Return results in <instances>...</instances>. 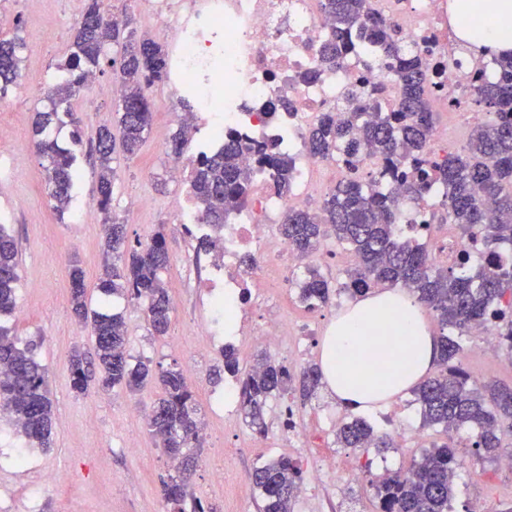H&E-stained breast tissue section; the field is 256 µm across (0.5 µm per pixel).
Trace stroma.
<instances>
[{
    "label": "stroma",
    "instance_id": "1",
    "mask_svg": "<svg viewBox=\"0 0 512 512\" xmlns=\"http://www.w3.org/2000/svg\"><path fill=\"white\" fill-rule=\"evenodd\" d=\"M17 20L7 28L26 44L22 78L30 86L27 96L7 98L0 112V129L12 134L15 179L0 182V222L8 224L21 259L18 304L25 316L11 320L13 333L33 343L35 354L48 370V387L54 404L56 431L50 450L22 449V440L7 423H0V512H170L161 494L163 481L175 470L148 430L145 415L159 391L146 384L130 393L117 388L102 390L90 384L86 393L73 390L69 355L80 349L93 356L88 328L74 316L69 293V264L79 258L85 270L92 309L122 313L126 349L132 360L177 365L195 392L198 416L209 429L197 451L192 490L214 512H261L256 490L240 492L227 483L230 475H249L266 461L287 456L303 466H315L318 449L290 448L281 443L283 410L291 405L301 424L316 430L339 406L327 389L311 399L286 390L270 397L265 406L266 431L257 434L242 421L225 426L224 415L212 395L224 390V357L213 349L198 328L209 316V296L200 288V275L208 260L198 257L193 242L173 224L187 188L169 173L174 160L169 142L175 132L167 113L160 109L164 86L149 95L155 104L152 121L141 150L134 159L116 155V180L112 211L126 224L129 245L145 243L163 231L169 253L165 280L174 310L166 335H151L142 305L128 298L101 295L96 284L105 256L102 250L101 215L94 199L99 169L89 153L101 127L115 126L118 100L112 94L111 74L97 76L73 106L81 118L78 151L80 179L75 195L86 208L84 222L58 215L44 189L40 159L32 148L38 110L45 106L44 75L67 55L74 26L87 0H44L38 14L26 11L23 0H11ZM143 201L141 210L127 207L130 197ZM467 372L479 383L512 385V358L506 350L472 357ZM136 437L137 452L126 443ZM440 428L425 429L418 442L380 453L369 448L351 449V456L369 462L360 479L343 472L323 476L312 484L307 512H376L373 481L386 472L407 470L420 459L431 441L440 439ZM474 431L467 430L458 443L471 467L459 474L452 512H512V471L475 455ZM59 472L72 474L70 483L55 482Z\"/></svg>",
    "mask_w": 512,
    "mask_h": 512
}]
</instances>
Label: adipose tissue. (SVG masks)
Instances as JSON below:
<instances>
[{
	"instance_id": "adipose-tissue-1",
	"label": "adipose tissue",
	"mask_w": 512,
	"mask_h": 512,
	"mask_svg": "<svg viewBox=\"0 0 512 512\" xmlns=\"http://www.w3.org/2000/svg\"><path fill=\"white\" fill-rule=\"evenodd\" d=\"M436 359V340L422 308L401 288L353 303L330 326L320 353L329 392L354 412L411 389Z\"/></svg>"
}]
</instances>
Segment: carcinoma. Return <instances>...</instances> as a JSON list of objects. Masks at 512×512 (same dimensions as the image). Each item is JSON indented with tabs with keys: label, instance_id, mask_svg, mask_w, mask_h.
<instances>
[{
	"label": "carcinoma",
	"instance_id": "obj_1",
	"mask_svg": "<svg viewBox=\"0 0 512 512\" xmlns=\"http://www.w3.org/2000/svg\"><path fill=\"white\" fill-rule=\"evenodd\" d=\"M366 2L323 0V10L333 18L335 27L322 46L320 64L334 68L352 49L379 57L388 61L399 94L394 105L384 110L376 99L352 90L345 110L318 115L305 134L304 145L310 155L322 160L338 151L354 156L359 132L371 144L378 168L367 181L352 176L340 182L315 210H288L280 233L304 257L315 253L328 237L352 251L357 262L347 273L343 289L353 296L370 289L405 288L436 313L441 329L451 327L460 334L475 323L494 322L499 335L508 341L512 359V53L496 56L493 74L475 88L476 101L490 113V119L475 129L470 145L461 154L425 161L433 131L427 71L416 51L405 47L395 28L368 9ZM23 48L19 37L0 36V98L17 84ZM168 61L167 50L138 36L130 20L114 25L104 16L100 0H90L76 23L69 53L56 65L64 79L45 94L47 108L38 113L33 143L43 160L47 197L63 215L74 197L77 156L47 131L54 124L61 127L67 123L78 133L80 118L71 109V100L96 72L109 69L116 75L122 88L118 134L104 127L90 148L100 168L96 206L102 214L104 253L112 259L96 288L103 294L140 302L153 336L167 332L173 311L164 281L169 265L165 239L159 231L148 243L128 249L125 224L112 212V161L118 149L128 159L140 150L151 121L148 88L166 81ZM62 114L69 117L68 122L61 121ZM251 148V140L230 132L224 145L200 155L193 164L190 197L204 223L224 224L246 206L255 173L242 167L239 158ZM409 161L413 166L402 174L403 195L387 191L381 179ZM259 165L273 190L288 197L294 185L296 156L274 146L261 150ZM436 186L446 188L442 220L456 227L459 237L480 241L482 261L472 262L468 252L462 251L452 263L438 264L423 245L400 236L401 201H423ZM484 196L493 200V208L484 206ZM19 266L15 240L6 225L0 224V409L7 411V421L17 435L47 449L54 430L47 368L36 359L34 344H20L4 323L17 307ZM69 282L76 318L92 327L99 386L134 392L153 375L161 389L147 424L170 459L179 461L177 475L162 485L164 499L173 512H206L191 492V456L185 450L199 447V420L183 373L175 366L160 365L152 370L145 363L130 362L122 315L89 309L85 271L78 259L71 261ZM298 287L301 300L315 306L331 298V282L315 267L307 269ZM438 342L439 373L412 389L420 406L421 427H439L445 434L473 429L477 431V450L486 458H499L506 439L512 438V387L494 384L480 390L452 364L461 351L459 342L445 334ZM69 365L73 390L86 392L90 375L85 353L72 350ZM224 371L240 382L243 421L252 430L264 432L266 402L274 392L287 389L292 376L266 358L258 359L256 366L242 374L230 349L224 350ZM321 381L319 366L307 367L299 379L300 396L311 397ZM336 444L341 448L393 447L388 436L377 435L361 417L342 422ZM458 460L448 442L432 444V450L409 470L391 473L377 483L378 512H448L454 490L449 472ZM301 479V467L286 456L254 468L249 475L262 499V512H293ZM188 501L189 510L185 508Z\"/></svg>",
	"mask_w": 512,
	"mask_h": 512
}]
</instances>
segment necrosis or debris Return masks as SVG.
Returning <instances> with one entry per match:
<instances>
[{
  "mask_svg": "<svg viewBox=\"0 0 512 512\" xmlns=\"http://www.w3.org/2000/svg\"><path fill=\"white\" fill-rule=\"evenodd\" d=\"M322 0H138L145 24L165 32L175 58L176 77L167 85L165 109L177 111L191 100L198 122L188 133L212 146L233 131L257 140L244 163L257 167L259 151L288 143L298 152V176L292 193L277 196L266 183L254 186L247 210L222 227L202 223L192 202L177 220L184 234L211 257L202 285L211 296L204 336L224 331V347L238 348L259 338L269 348L288 337L307 346L303 323L291 320L284 302L294 281L293 267L277 279L269 271L278 257L290 254L288 241L272 232L288 209L306 207L330 180L348 178L371 165L367 148L356 156L337 153L324 163L303 151L304 135L320 113L334 112L356 86L391 107L398 95L387 68L363 65L348 53L335 69L311 83L299 73L316 68L320 47L329 35ZM376 10L400 36L421 52L430 72L433 105L459 116L464 126H479L487 114L476 106L474 88L494 68L491 57L457 52L448 0H375Z\"/></svg>",
  "mask_w": 512,
  "mask_h": 512,
  "instance_id": "1",
  "label": "necrosis or debris"
}]
</instances>
